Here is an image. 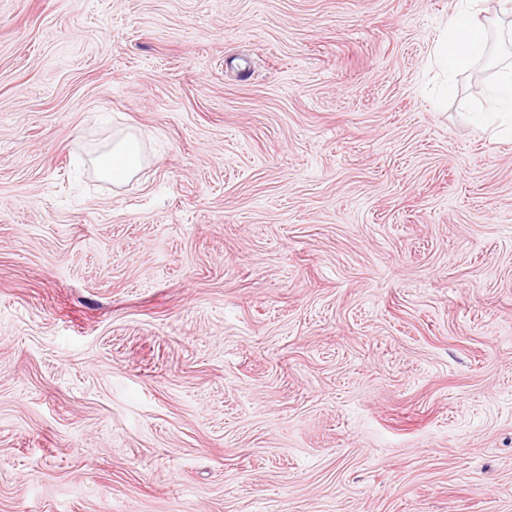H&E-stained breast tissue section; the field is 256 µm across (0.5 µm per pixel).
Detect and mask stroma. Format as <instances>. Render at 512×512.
I'll list each match as a JSON object with an SVG mask.
<instances>
[{
    "label": "stroma",
    "mask_w": 512,
    "mask_h": 512,
    "mask_svg": "<svg viewBox=\"0 0 512 512\" xmlns=\"http://www.w3.org/2000/svg\"><path fill=\"white\" fill-rule=\"evenodd\" d=\"M459 5L0 0V512H512V17L447 94ZM141 164V148L136 137L131 134L113 139L112 148L95 161L99 177L112 182L114 186H120L131 179Z\"/></svg>",
    "instance_id": "1"
}]
</instances>
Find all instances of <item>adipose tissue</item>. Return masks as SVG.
Listing matches in <instances>:
<instances>
[{
    "instance_id": "1",
    "label": "adipose tissue",
    "mask_w": 512,
    "mask_h": 512,
    "mask_svg": "<svg viewBox=\"0 0 512 512\" xmlns=\"http://www.w3.org/2000/svg\"><path fill=\"white\" fill-rule=\"evenodd\" d=\"M488 28L475 6L454 13L435 42L436 61L448 73L467 69L480 59L486 49ZM142 154L135 136L126 134L112 142L111 149L95 161L99 177L119 186L140 169Z\"/></svg>"
}]
</instances>
